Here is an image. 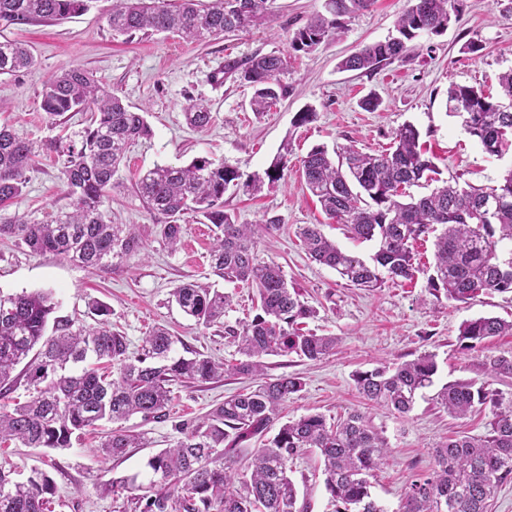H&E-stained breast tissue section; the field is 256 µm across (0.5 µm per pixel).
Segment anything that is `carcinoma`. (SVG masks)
Segmentation results:
<instances>
[{
	"label": "carcinoma",
	"instance_id": "cac0c4a2",
	"mask_svg": "<svg viewBox=\"0 0 512 512\" xmlns=\"http://www.w3.org/2000/svg\"><path fill=\"white\" fill-rule=\"evenodd\" d=\"M91 0H0V25L72 18L89 8ZM268 0H113L112 32L173 33L187 41L247 31L268 14ZM372 0H327L328 15L318 14L290 39V49L308 53L342 33L341 18L367 10ZM462 11L461 0H408L396 20L398 36L368 44L340 62L343 71L372 72L399 61L408 43L422 33L448 28ZM33 64L30 50L13 40L0 41V75L16 74ZM279 55H254L224 61V77L253 89L252 112L262 115L283 96L276 77L285 68ZM502 96L481 88L456 85L448 89L446 111L462 120L466 132L490 156L512 148V70L499 76ZM40 109L54 127L67 112H88L90 120L79 140L57 137L40 145L0 126V208L14 203L27 186L26 171L39 151L63 158L61 175L70 209L49 223L14 217L0 224V238L11 239L33 253H53L100 271L119 266L141 249L131 224H113L103 203L114 186L113 177L134 141L150 135L145 112L130 106L93 74L71 67L49 79L41 93ZM187 124L204 128L212 121L203 100L191 99L185 108ZM420 133L411 124L395 132L393 146L370 154L354 145L333 152L316 146L301 159L305 187L322 209L344 225L351 238L373 242L377 250L366 261L341 249L316 224L302 228L310 257L336 270L356 288L375 290L385 279L413 281L422 271L414 242L435 234V252L428 288L436 297L466 303L482 293H512V168L496 184L476 188L448 183L404 203L400 197L413 186L438 174L425 156ZM288 157L280 154L265 171L240 182L238 169L199 156L181 166L156 165L139 175L136 188L151 209L164 218L160 234L174 249L181 241L178 217L193 212L215 228L210 250L212 272L223 279L255 288L257 313L241 329L228 334L244 359L217 362L185 349L180 339L159 328L143 337L138 352L129 351L127 338L101 320L84 327L65 317L50 318L55 305L48 293L0 294V400L14 391L11 373L24 364L31 399L10 412L0 411V444L18 441L28 448L64 450L74 434L93 431L99 422L122 421L140 414L160 419L171 400L169 382H206L221 375H250L256 389L224 400L209 418L182 427L183 437L172 447L152 454L146 463L148 482L135 485L124 478L103 484L114 495L137 489L138 512H308L298 502L289 476L295 457L306 450L323 463L326 491L335 512H384L371 495L370 478L388 454L384 436L370 419L353 412L327 422L315 413L290 419L273 438L249 450L243 443L267 432L280 420L282 405L303 388L289 374L265 380L268 355H296L316 360L336 347V338L306 332L304 320L317 309L300 300L281 267L259 263L254 256L258 236L279 228V219L237 224L224 212V193L243 185L260 190L263 180L273 185L285 177ZM171 296L187 316L210 328L224 318L230 297L195 283H183ZM52 335H46L48 323ZM512 335V321L480 316L465 321L459 339L474 348L496 336ZM438 370L435 355L424 353L393 366L357 371L353 381L368 402L403 417L414 407L419 392L432 385ZM489 375H512V357L489 361ZM440 406L463 417L482 406L491 409L490 430L483 436H459L435 448V468L411 481L398 512H488V502L512 477V402L489 383L455 381L437 395ZM142 434L115 428L101 451L118 458L126 449L147 447ZM55 494L50 475L35 470L15 481L0 469V512H46Z\"/></svg>",
	"mask_w": 512,
	"mask_h": 512
}]
</instances>
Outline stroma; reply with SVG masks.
Instances as JSON below:
<instances>
[{
  "mask_svg": "<svg viewBox=\"0 0 512 512\" xmlns=\"http://www.w3.org/2000/svg\"><path fill=\"white\" fill-rule=\"evenodd\" d=\"M325 4L326 0H270L268 18L261 25L204 42H188L169 33L114 35L108 24L112 0H92L87 11L61 22L0 26V40L27 44L34 59L30 68L0 76V124L17 136L33 141L54 136L40 108V92L50 78L73 66L92 71L125 103L145 108L151 128L148 138L129 148L106 203L113 223L133 225L142 242L140 251L127 264L104 272L0 240V293L48 292L55 316L88 326L95 323L88 304L98 300L111 307L110 325L127 336L131 349H138L153 328L163 326L188 348L219 362L235 360L237 347L224 329L253 318L254 288L212 273L213 232L194 215L181 217V243L170 249L159 233V215L136 193L134 182L154 165L180 166L197 156L237 167L249 178L264 174L279 153H287L284 180L255 194L241 187L229 189L224 210L239 224L279 218V229L259 241L256 259L282 267L288 282L318 310L308 329L335 337L336 347L316 361L293 355L266 357V375L274 379L296 374L304 381L303 390L286 404L285 417L320 413L333 422L352 411L367 413L390 448L371 493L386 512H397L410 481L433 469V450L439 443L451 436L484 434L492 419L487 408L462 418L449 416L434 400L439 387L488 380L504 399H512V376L490 378L486 365L489 357L512 356V336L491 338L476 349L464 348L459 340V328L466 320L496 316L511 321L512 293H489L466 303L438 299L430 294L423 274L410 282H386L373 292L349 286L335 270L309 258L300 229L320 225L327 238L366 260L376 245L350 239L344 227L322 211L304 186L300 160L316 145L333 150L353 144L368 153L385 151L396 129L409 123L433 155L440 180L458 175L475 186L495 184L507 161L484 153L460 119L448 116L445 104L453 85L499 92V75L512 69V0H464L460 19L441 33L415 39L406 61L369 73L342 71L338 64L357 47L394 35L395 21L407 0H374L369 10L344 19L338 39L309 53L292 51L293 33L310 17L325 13ZM473 40L483 46L480 55L466 50ZM257 53L287 60L286 70L278 76L285 94L260 118L249 107L251 88L224 76L225 59ZM371 93L381 100L373 112L361 106ZM192 97L211 108L213 120L207 128L186 123L184 112ZM308 106L315 109L316 119L295 125L296 113ZM61 167L57 155L37 157L27 173L24 195L0 209V221L17 214L47 220L67 208ZM186 282L230 295L222 324L204 328L171 304L173 288ZM424 352L435 354L438 373L406 417L366 405L353 384L356 370L385 361L400 363ZM255 386L254 379L244 376L176 381L165 418L146 421L134 415L122 423L123 429L145 434L149 447L101 459L98 448L104 433L100 430L73 439L66 450L12 442L0 446V468L12 471L18 481L35 469L49 472L56 487L50 512H134L133 491L115 497L102 492L100 483L143 474L148 457L175 444L183 424L203 418L227 397ZM292 477L310 504L309 512H334L315 455L296 457Z\"/></svg>",
  "mask_w": 512,
  "mask_h": 512,
  "instance_id": "1",
  "label": "stroma"
}]
</instances>
